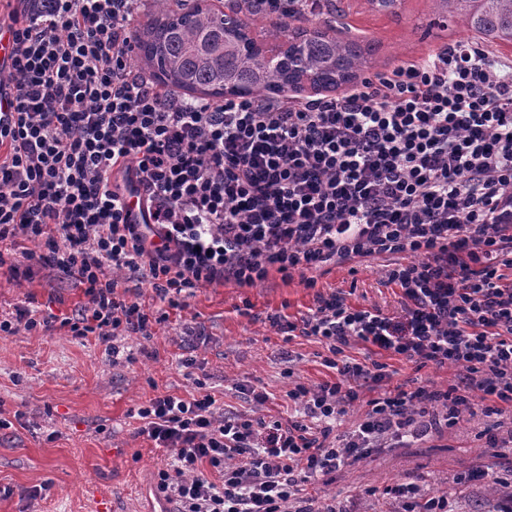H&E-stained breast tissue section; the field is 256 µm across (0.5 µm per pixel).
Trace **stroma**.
<instances>
[{"label":"stroma","instance_id":"1","mask_svg":"<svg viewBox=\"0 0 512 512\" xmlns=\"http://www.w3.org/2000/svg\"><path fill=\"white\" fill-rule=\"evenodd\" d=\"M332 4L327 34L352 29L374 48L363 71L367 78L471 38L451 19H439L431 0H399L392 14L371 10L367 0ZM0 255L7 262L0 268V311L25 305L61 315L83 305V290L73 281L53 279L40 268L28 277L10 275L8 264L20 266L24 260L7 245ZM393 261L384 255L353 267H325L314 271L312 288L300 275L285 281L276 273L254 287L229 282L199 288L185 307L153 325L148 346L131 336L127 360H112L103 344L73 338L63 329L0 336V418L8 422L0 429V512H95L98 492L110 497L112 512H142L153 474L169 452L138 434L139 423L129 412L159 394L188 398L201 382L226 411L245 412L252 403L242 386H261L269 395L263 414L288 420L294 413L289 389L333 379L335 371L324 364L323 344L302 336L286 339L272 327V318L302 317L316 293L336 290L347 293L352 304L396 311L399 292L385 279ZM191 321L203 327V336L180 338L179 324ZM345 354L358 363L387 364L390 389L414 378L445 388L459 378L453 367L419 369L360 342L351 343ZM183 358L193 359V367H181ZM486 423L483 416L468 415L423 444L380 449L336 471L318 485L317 494L335 497L344 512H398L384 488L417 478L425 489L447 495L451 512H494L497 502L487 496L486 483L458 481L476 465L492 478L512 477V454L487 447L479 436Z\"/></svg>","mask_w":512,"mask_h":512}]
</instances>
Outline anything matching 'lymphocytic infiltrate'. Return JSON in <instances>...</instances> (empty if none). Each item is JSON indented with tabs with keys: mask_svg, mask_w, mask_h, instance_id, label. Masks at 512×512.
I'll return each instance as SVG.
<instances>
[{
	"mask_svg": "<svg viewBox=\"0 0 512 512\" xmlns=\"http://www.w3.org/2000/svg\"><path fill=\"white\" fill-rule=\"evenodd\" d=\"M145 2L17 0L10 13L0 245L30 242L23 259L75 279L86 302L63 318L15 307L0 334L60 326L116 357L127 336L154 337L153 314L117 296L125 273L179 308L206 285L394 255L399 311L335 291L273 319L323 343L336 372L289 390L288 421L226 414L208 393L136 408L139 434L170 452L157 496L175 512H341L306 486L467 414L488 417L490 447L512 449V64L460 41L338 97L181 99L129 66ZM119 173L143 186L150 223L129 222ZM353 342L461 381L381 390L385 364L345 359ZM384 494L403 512H448L415 480Z\"/></svg>",
	"mask_w": 512,
	"mask_h": 512,
	"instance_id": "f902f5d3",
	"label": "lymphocytic infiltrate"
}]
</instances>
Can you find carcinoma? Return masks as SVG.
<instances>
[{
    "label": "carcinoma",
    "mask_w": 512,
    "mask_h": 512,
    "mask_svg": "<svg viewBox=\"0 0 512 512\" xmlns=\"http://www.w3.org/2000/svg\"><path fill=\"white\" fill-rule=\"evenodd\" d=\"M446 15L495 43H512V0H444ZM231 14L200 6L185 11L170 8V0H155L151 21L137 34L133 65L150 70L174 93L200 94L211 99L271 97L304 78L316 87H338L367 67L368 57L353 46L326 36L320 27L291 37V45L274 61L257 58L249 48L247 25Z\"/></svg>",
    "instance_id": "carcinoma-1"
}]
</instances>
